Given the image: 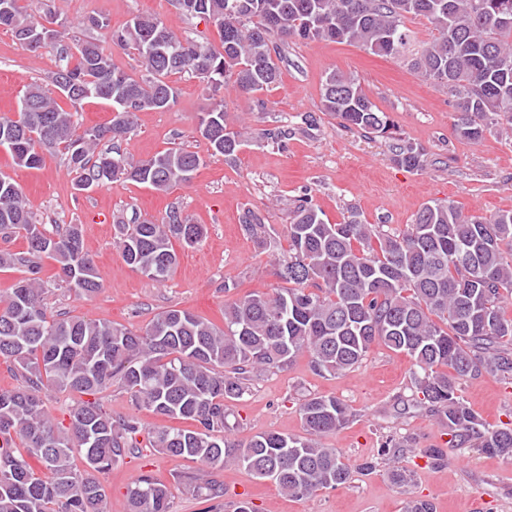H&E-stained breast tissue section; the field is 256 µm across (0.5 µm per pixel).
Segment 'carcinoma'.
<instances>
[{"instance_id": "1", "label": "carcinoma", "mask_w": 512, "mask_h": 512, "mask_svg": "<svg viewBox=\"0 0 512 512\" xmlns=\"http://www.w3.org/2000/svg\"><path fill=\"white\" fill-rule=\"evenodd\" d=\"M192 17L211 20L221 49L178 37L158 17L136 16L111 41L137 52L142 74H125L98 40L77 45L74 64L65 45L69 29L53 30L50 43L67 61L52 75L59 95L34 84L14 113H0V148L19 167L36 168L41 152L58 151L74 173L75 189L89 192L122 176L166 192L191 181L201 158L184 148L132 162L102 141L129 137L137 114L176 103L171 77L191 73L214 90L232 85L250 98L281 81L282 47L293 40L357 45L378 56H397L425 80L447 89L455 132L470 143L512 125V0H193ZM422 16L437 36L418 50L405 26ZM38 24L21 0H0V28L16 40ZM90 99L112 102V119L77 132L79 109ZM322 110L348 129L380 137L392 124L364 94L356 78L330 73ZM224 100L202 113L199 128L214 152L236 156L243 133L226 119ZM394 162L421 167V149L392 144ZM0 229L23 234V251H0V269L23 276L0 298V361L20 369L21 382L0 389V512H107L99 475L134 448L136 417H116L96 401H83L62 427L46 409L52 390L98 395L118 383L141 410L185 428L150 431L155 451L212 469L241 467L268 479L288 496L308 497L347 483L351 466L335 448L321 446L353 418L333 396L310 397L299 411L306 435L260 432L241 442L226 434L224 401L241 398L254 377L280 370L306 355L319 374L342 376L358 367L375 345L413 361L412 380L429 411L456 445L512 459V429H492L458 395L460 381L490 374L512 381V209L485 217L453 203L427 204L399 233L364 224L355 212L332 224L304 197L288 225V252L277 261L286 283L251 291L224 304V326L187 310L168 309L143 328L104 320L54 315L44 302V259L59 265L58 278L77 297L102 288L85 250L81 225L49 231L27 208L20 187L0 176ZM242 230L267 242L266 225L249 213ZM204 228L173 206L164 223L133 218L120 225L118 248L131 268L166 282L178 262L173 243L193 246ZM48 471L35 473L26 457ZM80 458L83 469L74 464ZM210 499L224 485L195 483ZM129 512H170L171 489L150 474L127 486Z\"/></svg>"}]
</instances>
